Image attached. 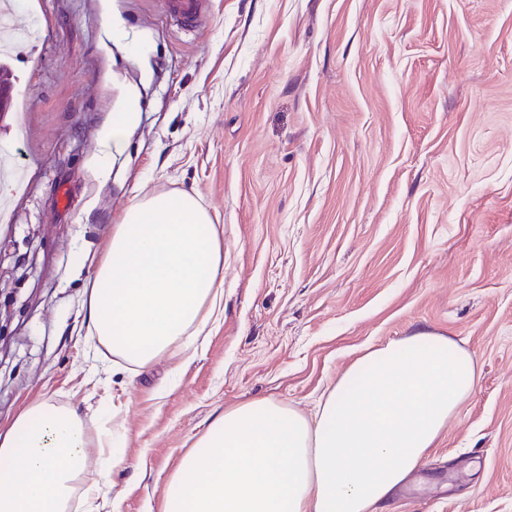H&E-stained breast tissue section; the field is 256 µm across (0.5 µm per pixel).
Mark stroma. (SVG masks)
<instances>
[{"instance_id":"stroma-1","label":"stroma","mask_w":512,"mask_h":512,"mask_svg":"<svg viewBox=\"0 0 512 512\" xmlns=\"http://www.w3.org/2000/svg\"><path fill=\"white\" fill-rule=\"evenodd\" d=\"M106 13L19 0L39 32L0 117L23 174L0 220V427L47 401L119 429L96 512H160L212 415L312 416L364 350L436 332L478 380L389 512H512V0H206L193 27L112 0L121 41ZM185 191L224 227L222 313L194 350L89 374L85 259L135 196ZM136 91L128 90L124 95V105L116 112L112 123L104 130L99 141V174L103 180L110 176L109 163L116 154H121L127 147L130 127L137 120L135 110Z\"/></svg>"}]
</instances>
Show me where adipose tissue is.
I'll return each instance as SVG.
<instances>
[{"instance_id":"adipose-tissue-1","label":"adipose tissue","mask_w":512,"mask_h":512,"mask_svg":"<svg viewBox=\"0 0 512 512\" xmlns=\"http://www.w3.org/2000/svg\"><path fill=\"white\" fill-rule=\"evenodd\" d=\"M128 90L99 141V174L137 119ZM224 230L189 193L137 199L113 225L87 301L93 337L144 367L186 351L223 298ZM448 336L420 331L354 361L313 417L271 399L214 418L170 476L161 512H385L476 384ZM118 463L73 409L29 404L0 428V512L95 501Z\"/></svg>"}]
</instances>
